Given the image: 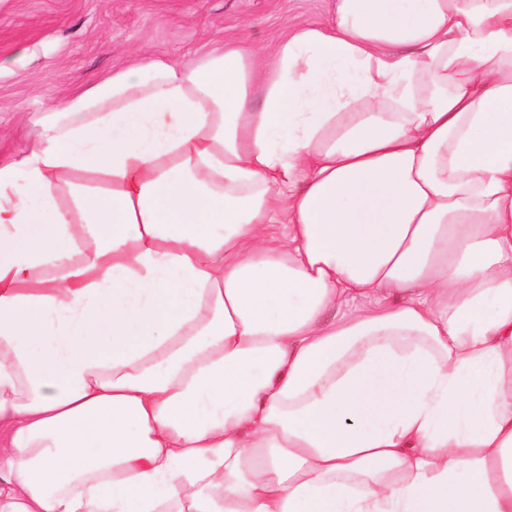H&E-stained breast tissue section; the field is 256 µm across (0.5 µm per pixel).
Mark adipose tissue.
<instances>
[{"mask_svg":"<svg viewBox=\"0 0 512 512\" xmlns=\"http://www.w3.org/2000/svg\"><path fill=\"white\" fill-rule=\"evenodd\" d=\"M40 126L0 512H512V0H335Z\"/></svg>","mask_w":512,"mask_h":512,"instance_id":"1","label":"adipose tissue"}]
</instances>
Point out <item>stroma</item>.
Returning <instances> with one entry per match:
<instances>
[{
	"mask_svg": "<svg viewBox=\"0 0 512 512\" xmlns=\"http://www.w3.org/2000/svg\"><path fill=\"white\" fill-rule=\"evenodd\" d=\"M332 0H0V155L21 147L54 101L151 54L174 62L227 41L269 45L322 25Z\"/></svg>",
	"mask_w": 512,
	"mask_h": 512,
	"instance_id": "35a3bbf8",
	"label": "stroma"
}]
</instances>
